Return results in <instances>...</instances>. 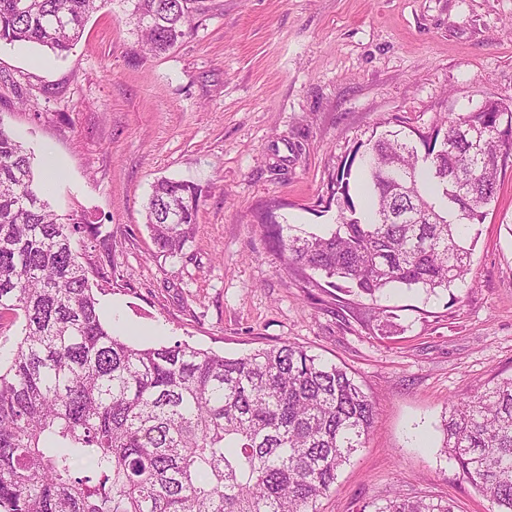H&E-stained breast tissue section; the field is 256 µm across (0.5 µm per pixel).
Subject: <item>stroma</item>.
Listing matches in <instances>:
<instances>
[{
  "label": "stroma",
  "mask_w": 512,
  "mask_h": 512,
  "mask_svg": "<svg viewBox=\"0 0 512 512\" xmlns=\"http://www.w3.org/2000/svg\"><path fill=\"white\" fill-rule=\"evenodd\" d=\"M131 10L103 0L60 57L0 44V127L35 160L55 153L52 207L98 226L83 259L105 272L92 281L103 321L140 345L234 357L288 341L347 368L376 415L320 512H363L395 492L495 512L438 447L451 403L512 375V163L469 274L447 292L371 301L306 287L259 221L327 228L357 145L489 99L512 105V0H199L193 32L161 56L141 51ZM161 178L200 193L173 256L143 219Z\"/></svg>",
  "instance_id": "1"
}]
</instances>
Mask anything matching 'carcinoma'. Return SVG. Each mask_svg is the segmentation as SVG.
<instances>
[{
    "mask_svg": "<svg viewBox=\"0 0 512 512\" xmlns=\"http://www.w3.org/2000/svg\"><path fill=\"white\" fill-rule=\"evenodd\" d=\"M100 0H0V43L69 52ZM142 47L184 38L193 0H131ZM512 155V112H451L429 134L386 131L336 176V223L319 232L261 220L284 270L318 274L372 301L392 286L448 291ZM360 163L371 200L358 209ZM198 188L159 180L145 224L162 253L197 224ZM97 235L45 198L33 156L0 127V318L21 320L0 365V512H319L338 471L364 447L375 405L346 368L283 343L228 358L187 343L136 346L99 312L75 237ZM440 454L512 512V376L450 405ZM85 463L78 472L75 464ZM374 512H455L396 493Z\"/></svg>",
    "mask_w": 512,
    "mask_h": 512,
    "instance_id": "1",
    "label": "carcinoma"
}]
</instances>
